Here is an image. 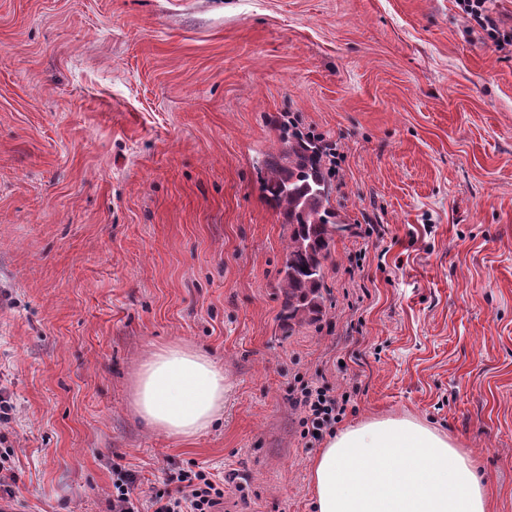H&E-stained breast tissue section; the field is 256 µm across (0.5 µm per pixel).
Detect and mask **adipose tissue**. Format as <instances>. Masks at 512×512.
Instances as JSON below:
<instances>
[{
    "instance_id": "adipose-tissue-1",
    "label": "adipose tissue",
    "mask_w": 512,
    "mask_h": 512,
    "mask_svg": "<svg viewBox=\"0 0 512 512\" xmlns=\"http://www.w3.org/2000/svg\"><path fill=\"white\" fill-rule=\"evenodd\" d=\"M213 358L184 342L140 363L133 408L155 432L191 439L224 412ZM314 512H489L472 454L411 416L370 418L332 434L309 463Z\"/></svg>"
}]
</instances>
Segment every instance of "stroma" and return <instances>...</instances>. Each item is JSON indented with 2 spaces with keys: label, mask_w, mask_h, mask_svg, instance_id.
Instances as JSON below:
<instances>
[{
  "label": "stroma",
  "mask_w": 512,
  "mask_h": 512,
  "mask_svg": "<svg viewBox=\"0 0 512 512\" xmlns=\"http://www.w3.org/2000/svg\"><path fill=\"white\" fill-rule=\"evenodd\" d=\"M285 116L335 144L353 226L322 320L289 335L260 189ZM175 341L229 386L190 440L130 410ZM300 378L347 395L344 423L446 432L512 512V50L455 0H0V434L24 512H111L116 462L145 486L221 474L224 512H312Z\"/></svg>",
  "instance_id": "1"
}]
</instances>
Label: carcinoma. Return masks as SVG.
<instances>
[{
  "label": "carcinoma",
  "instance_id": "cac0c4a2",
  "mask_svg": "<svg viewBox=\"0 0 512 512\" xmlns=\"http://www.w3.org/2000/svg\"><path fill=\"white\" fill-rule=\"evenodd\" d=\"M278 149L264 162L261 189L288 226L279 271L281 327L292 332L325 312L326 263L337 235L349 230L330 202L331 143L278 123Z\"/></svg>",
  "mask_w": 512,
  "mask_h": 512
}]
</instances>
